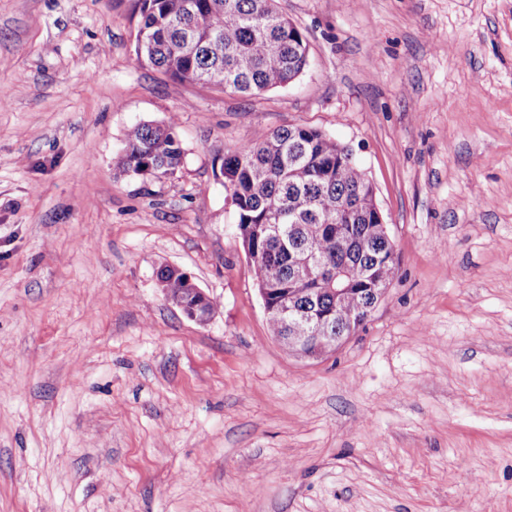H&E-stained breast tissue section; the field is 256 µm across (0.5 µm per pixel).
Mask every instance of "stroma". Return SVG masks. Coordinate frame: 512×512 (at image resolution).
I'll list each match as a JSON object with an SVG mask.
<instances>
[{
	"label": "stroma",
	"instance_id": "obj_1",
	"mask_svg": "<svg viewBox=\"0 0 512 512\" xmlns=\"http://www.w3.org/2000/svg\"><path fill=\"white\" fill-rule=\"evenodd\" d=\"M277 5L310 64L248 97L139 64L136 0H0V512H512V0ZM171 119L177 174H119ZM288 124L349 147L400 264L317 360L215 176ZM184 273L190 287L187 285ZM184 273H179L168 267H159V288L162 289L164 296L178 308L180 302L190 300V288H193V294L196 295L195 302L191 306L181 305V308L190 319L204 321L208 316V302L210 315L215 311L217 302L212 298L209 300V296L192 281V277L188 273ZM181 308L179 309L181 310Z\"/></svg>",
	"mask_w": 512,
	"mask_h": 512
}]
</instances>
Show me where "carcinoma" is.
Returning a JSON list of instances; mask_svg holds the SVG:
<instances>
[{
  "label": "carcinoma",
  "instance_id": "obj_1",
  "mask_svg": "<svg viewBox=\"0 0 512 512\" xmlns=\"http://www.w3.org/2000/svg\"><path fill=\"white\" fill-rule=\"evenodd\" d=\"M276 0H138L136 59L170 79L259 95L296 80L309 63L306 36L275 6ZM183 149L175 120L139 122L126 133L115 161L128 175L170 178ZM224 187L238 215L242 242L254 256L257 285L273 288L299 311L332 313L316 326L321 336H352L356 322L378 304L371 289L393 282L391 257L373 184L350 150L323 132L300 125L274 130L259 143H241L224 155ZM341 226L346 243L336 241ZM310 251L324 265L350 276L328 283L296 278V255ZM164 296L190 300L185 274L159 267ZM269 335L283 341L288 322L267 319Z\"/></svg>",
  "mask_w": 512,
  "mask_h": 512
}]
</instances>
